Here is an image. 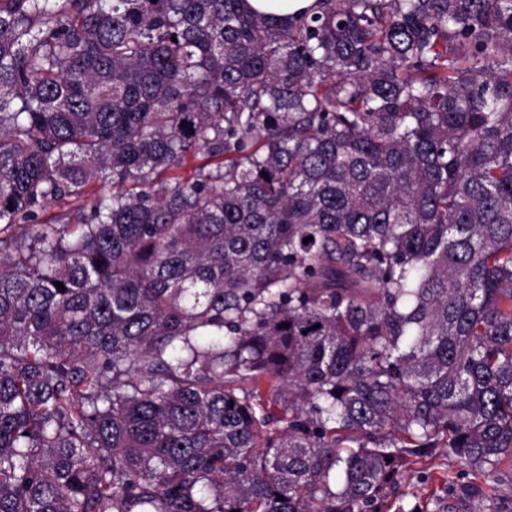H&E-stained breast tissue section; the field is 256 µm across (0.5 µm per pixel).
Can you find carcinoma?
I'll return each mask as SVG.
<instances>
[{
  "instance_id": "obj_1",
  "label": "carcinoma",
  "mask_w": 512,
  "mask_h": 512,
  "mask_svg": "<svg viewBox=\"0 0 512 512\" xmlns=\"http://www.w3.org/2000/svg\"><path fill=\"white\" fill-rule=\"evenodd\" d=\"M440 448L512 455V0H0V512H384ZM317 0H247L249 7L257 12L287 19L297 17L317 6Z\"/></svg>"
}]
</instances>
